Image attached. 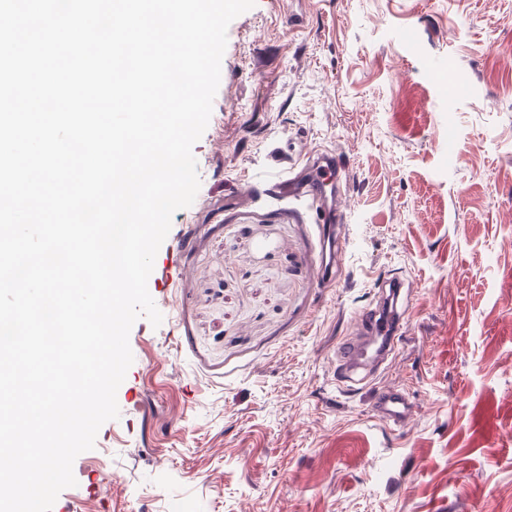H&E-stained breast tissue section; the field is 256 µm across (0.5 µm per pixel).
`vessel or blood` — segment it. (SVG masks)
Instances as JSON below:
<instances>
[{
    "label": "vessel or blood",
    "mask_w": 512,
    "mask_h": 512,
    "mask_svg": "<svg viewBox=\"0 0 512 512\" xmlns=\"http://www.w3.org/2000/svg\"><path fill=\"white\" fill-rule=\"evenodd\" d=\"M269 181L276 193L312 200L330 198L336 209H343L346 201L344 192L338 189V168L336 158L325 155L320 165L304 177L270 176ZM404 286L403 281L389 282V307H368L359 311L349 336L336 349V374L341 383L355 387L372 384L374 390V411L378 419L392 428H400L414 413V404L404 388L378 383L373 372L367 371L364 362L365 349H373L376 355L389 357L396 353L405 335L403 313L398 300Z\"/></svg>",
    "instance_id": "vessel-or-blood-1"
}]
</instances>
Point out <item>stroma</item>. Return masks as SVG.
<instances>
[{"mask_svg":"<svg viewBox=\"0 0 512 512\" xmlns=\"http://www.w3.org/2000/svg\"><path fill=\"white\" fill-rule=\"evenodd\" d=\"M323 154L348 199L332 284L321 213L247 184ZM193 155L148 279L163 321L134 323L120 415L52 512H512V0H256ZM392 277L396 431L336 375Z\"/></svg>","mask_w":512,"mask_h":512,"instance_id":"35a3bbf8","label":"stroma"}]
</instances>
